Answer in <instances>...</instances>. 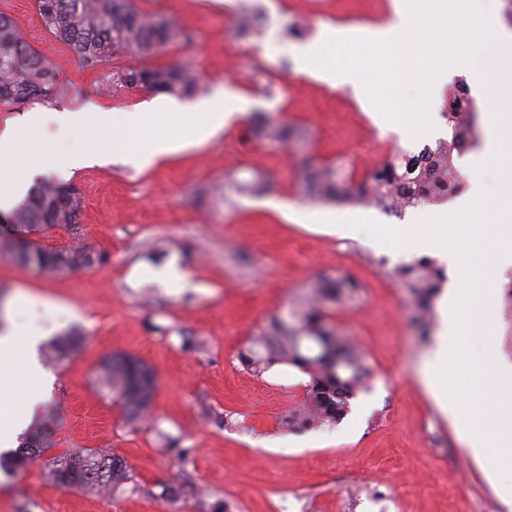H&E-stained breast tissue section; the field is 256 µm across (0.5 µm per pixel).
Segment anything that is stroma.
I'll list each match as a JSON object with an SVG mask.
<instances>
[{"label":"stroma","instance_id":"stroma-1","mask_svg":"<svg viewBox=\"0 0 512 512\" xmlns=\"http://www.w3.org/2000/svg\"><path fill=\"white\" fill-rule=\"evenodd\" d=\"M161 12L192 39L175 38L157 54H118L110 67L187 64L198 73L200 98L248 97L250 107L199 147L162 156L137 169L121 163L45 177L75 184L83 198L77 232L52 227L36 243L86 247L99 263L64 273L24 265L0 244V310L20 328L80 337L75 354L44 367L43 401L33 418L47 423L48 446L25 469L0 481V512H512L505 487L494 485L468 453L459 421L445 417L422 380L433 346L418 336L415 309L396 272L420 259L456 267L438 252L396 249L355 231L329 234L327 221L412 223L365 205L310 201L296 176L300 156L371 170L387 153L413 151L447 137L443 112L449 72L430 109L429 133L402 135L351 88L297 71L296 49L319 32L363 36L391 14V0H133ZM264 16L261 35L242 33L244 9ZM31 47L54 67L56 98L0 112V129L27 113L151 109L156 94L107 83L84 68L45 28L35 0H0ZM296 34H289V27ZM305 136L283 145L257 135L258 114ZM262 177L261 194L237 183ZM284 209L270 208V201ZM356 283L355 298L324 308L327 323L363 352L373 374L335 425L295 429L288 420L308 381L293 366L255 375L244 358L251 340L322 279ZM41 305L32 306L30 297ZM512 265L494 281L492 321L501 362L512 363ZM121 353L157 378L147 418L129 419L99 385L103 362ZM177 442L190 451L179 458ZM95 449L122 457L132 488L108 495L60 487L51 470L66 454ZM179 485L178 498L162 497Z\"/></svg>","mask_w":512,"mask_h":512}]
</instances>
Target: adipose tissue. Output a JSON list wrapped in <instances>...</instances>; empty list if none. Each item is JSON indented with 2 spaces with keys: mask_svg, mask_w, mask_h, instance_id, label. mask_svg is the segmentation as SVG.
Masks as SVG:
<instances>
[{
  "mask_svg": "<svg viewBox=\"0 0 512 512\" xmlns=\"http://www.w3.org/2000/svg\"><path fill=\"white\" fill-rule=\"evenodd\" d=\"M41 333L37 330L18 331L14 320L0 327V399L22 397L19 410L0 414V447L13 448L17 437L31 422L36 399L22 386L23 380L33 379L41 369L36 359Z\"/></svg>",
  "mask_w": 512,
  "mask_h": 512,
  "instance_id": "adipose-tissue-1",
  "label": "adipose tissue"
}]
</instances>
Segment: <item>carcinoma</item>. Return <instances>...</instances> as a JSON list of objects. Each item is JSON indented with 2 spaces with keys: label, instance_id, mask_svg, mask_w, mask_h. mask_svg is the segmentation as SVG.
I'll list each match as a JSON object with an SVG mask.
<instances>
[{
  "label": "carcinoma",
  "instance_id": "carcinoma-1",
  "mask_svg": "<svg viewBox=\"0 0 512 512\" xmlns=\"http://www.w3.org/2000/svg\"><path fill=\"white\" fill-rule=\"evenodd\" d=\"M44 26L53 36L68 44L85 67L97 70L116 53L123 51L149 57L157 54L172 38L191 41V34L174 27L160 13L136 10L131 0H36ZM114 83L152 93L190 96L198 92L199 79L185 65H159L125 68L112 73ZM61 85L56 72L39 52L31 48L13 19L0 12V108L9 111L17 105L58 96ZM446 117L451 136L417 151H398L386 155L373 168L368 179L356 181L343 166H317L306 156L299 159L304 193L322 201H344L374 205L390 212L448 197L460 183L454 156L478 143L479 108L466 86L455 84L448 90ZM256 132L286 145L299 138L295 128L263 115ZM82 196L77 188L52 179L38 181L16 208L0 219L11 225L18 236L44 230L50 224H72L82 211ZM23 264L58 273L65 259L75 266H90L102 257H93L84 247L71 248L67 256L58 249H44L27 241ZM417 309L415 326L419 335L429 332L430 302L438 288L439 272L432 264L420 261L399 269ZM355 286L350 282L325 279L313 290V299L300 303L290 324L272 318L254 344L265 349L267 357L247 364L268 369L276 364L292 365L309 376L305 404L290 421L303 428L334 425L349 412L350 400L371 376L370 366L355 347L328 327L322 303L347 300ZM79 345V337H58L48 357L59 360ZM99 383L108 388L132 419L140 418L151 405L156 380L145 365L125 354H115L101 367ZM47 432L37 428L22 438L12 455L0 456V469L25 468L40 453ZM63 487L86 486L99 491L112 490L131 479L123 458L91 449L73 452L52 470Z\"/></svg>",
  "mask_w": 512,
  "mask_h": 512
}]
</instances>
